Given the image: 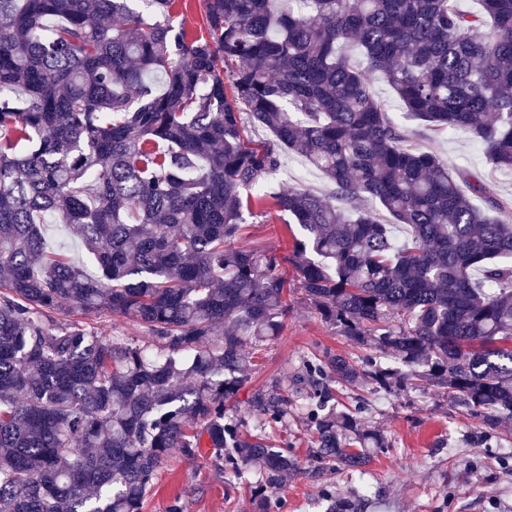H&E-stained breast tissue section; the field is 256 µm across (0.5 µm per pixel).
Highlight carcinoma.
I'll return each mask as SVG.
<instances>
[{
    "mask_svg": "<svg viewBox=\"0 0 512 512\" xmlns=\"http://www.w3.org/2000/svg\"><path fill=\"white\" fill-rule=\"evenodd\" d=\"M130 2L0 0V512H141L176 449L237 476L259 462L270 483L300 468L224 416L246 348L292 301L280 256L242 243L255 201L304 231L288 261L321 319L407 368L330 354L311 378L405 376L488 425L512 418V204L412 144L371 90L511 175L512 0H204L199 35L170 23L178 0H150L154 23ZM285 149L330 197L268 190ZM48 217L98 272L46 247ZM65 303L159 348L58 321ZM333 400L309 397L319 453L354 469ZM290 403L259 391L251 407L277 423ZM68 311V306L66 307ZM68 320H79L88 323L93 330L105 333L110 336H133L140 341L141 344H149L153 347L157 345L158 340L146 328L137 324L119 318L113 317L112 314L103 313L98 316H84L80 313L68 311V314L60 316Z\"/></svg>",
    "mask_w": 512,
    "mask_h": 512,
    "instance_id": "obj_1",
    "label": "carcinoma"
}]
</instances>
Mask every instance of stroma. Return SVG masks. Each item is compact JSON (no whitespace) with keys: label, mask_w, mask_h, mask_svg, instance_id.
<instances>
[{"label":"stroma","mask_w":512,"mask_h":512,"mask_svg":"<svg viewBox=\"0 0 512 512\" xmlns=\"http://www.w3.org/2000/svg\"><path fill=\"white\" fill-rule=\"evenodd\" d=\"M372 91L389 118L412 133L416 143L436 152L449 166L480 177L496 196L512 200V179L496 171L483 150L464 134H435L408 118L382 80ZM272 181L280 189L308 188L330 194L331 184L296 155H284ZM243 241L285 255L292 247L288 214L260 204L244 211ZM333 352L363 361L373 345H360L321 320L304 300H296L278 337L255 360L247 381L224 407L244 420L247 430L265 435L298 457L299 471L254 497L260 474L250 467L232 478L209 450L188 458L174 453L156 475L142 512H165L180 498L183 512H512V419L486 425L444 389L381 391L367 380L331 382L337 411L353 415L347 447L363 452L361 471L317 457L314 428L299 405L308 398L305 363ZM287 387L294 403L281 422L263 424L250 413L260 390Z\"/></svg>","instance_id":"1"}]
</instances>
